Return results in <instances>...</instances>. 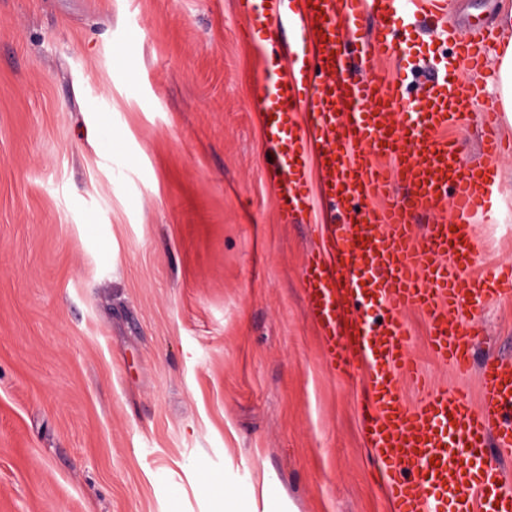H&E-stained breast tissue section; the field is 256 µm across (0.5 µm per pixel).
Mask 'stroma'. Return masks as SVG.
<instances>
[{
    "instance_id": "obj_1",
    "label": "stroma",
    "mask_w": 512,
    "mask_h": 512,
    "mask_svg": "<svg viewBox=\"0 0 512 512\" xmlns=\"http://www.w3.org/2000/svg\"><path fill=\"white\" fill-rule=\"evenodd\" d=\"M446 3L377 69L485 83L453 37L491 0ZM266 39L238 0H0V512H389L365 374L330 370L302 290L327 210L275 208ZM498 178L484 274L512 259V158ZM459 317L476 362L512 360V299ZM406 321L432 386L478 403Z\"/></svg>"
}]
</instances>
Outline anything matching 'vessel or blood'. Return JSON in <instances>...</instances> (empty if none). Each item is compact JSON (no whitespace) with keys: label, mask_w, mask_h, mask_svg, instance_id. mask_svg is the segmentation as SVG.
Listing matches in <instances>:
<instances>
[{"label":"vessel or blood","mask_w":512,"mask_h":512,"mask_svg":"<svg viewBox=\"0 0 512 512\" xmlns=\"http://www.w3.org/2000/svg\"><path fill=\"white\" fill-rule=\"evenodd\" d=\"M241 2L250 28L273 38L285 26L304 34L300 54L258 83L255 100L277 148L281 218L309 214L317 197L330 205L329 247L307 254L302 289L329 368L368 371L360 429L391 512H512V490L499 466L485 460L491 445L512 453V364H482L480 404L471 406L460 393L427 388L409 359L404 320L409 311L423 314L432 356L465 372L475 337L458 311L512 297L511 265L490 277L474 271L472 218L484 211L503 156L493 104L484 102L480 85L442 74L413 99L404 82L384 81L377 70L351 76L345 48L356 17L375 20L373 38L357 45V60L390 59L398 46L388 31L410 0ZM495 37L476 25L457 49L478 68ZM477 104L482 160L469 165L448 130ZM400 105L408 113L392 123ZM301 112L306 122L297 121ZM314 163L321 172L316 185ZM420 214L434 221L419 237L413 222ZM368 305L377 308L371 321L358 313ZM409 379L425 389L412 407L402 398Z\"/></svg>","instance_id":"obj_1"}]
</instances>
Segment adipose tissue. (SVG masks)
<instances>
[{
	"label": "adipose tissue",
	"instance_id": "ef3b65f1",
	"mask_svg": "<svg viewBox=\"0 0 512 512\" xmlns=\"http://www.w3.org/2000/svg\"><path fill=\"white\" fill-rule=\"evenodd\" d=\"M495 24L499 35L487 52L490 61L487 89L499 111L512 124V0H500Z\"/></svg>",
	"mask_w": 512,
	"mask_h": 512
}]
</instances>
